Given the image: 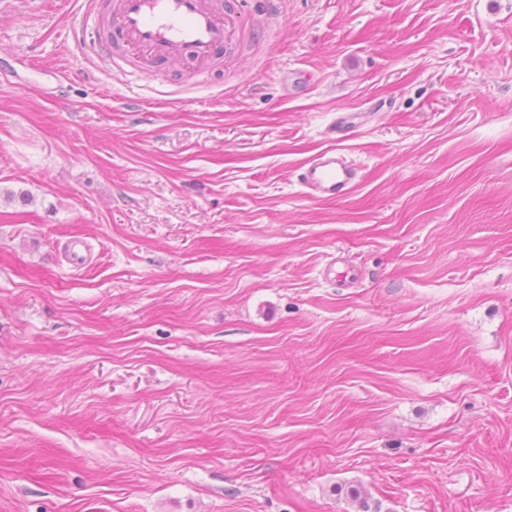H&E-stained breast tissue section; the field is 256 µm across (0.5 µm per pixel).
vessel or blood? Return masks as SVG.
Instances as JSON below:
<instances>
[{"mask_svg":"<svg viewBox=\"0 0 512 512\" xmlns=\"http://www.w3.org/2000/svg\"><path fill=\"white\" fill-rule=\"evenodd\" d=\"M98 0H87V11L75 18L71 36L91 55H99L102 43L89 42L85 34L98 20ZM249 34L236 6L221 12L204 0H114L112 7V60L136 55L161 69L172 59L190 57L207 63ZM360 167L343 154L328 151L307 163L300 182L310 197L339 198L361 180Z\"/></svg>","mask_w":512,"mask_h":512,"instance_id":"1","label":"vessel or blood"}]
</instances>
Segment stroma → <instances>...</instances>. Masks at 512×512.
Segmentation results:
<instances>
[{
  "instance_id": "obj_1",
  "label": "stroma",
  "mask_w": 512,
  "mask_h": 512,
  "mask_svg": "<svg viewBox=\"0 0 512 512\" xmlns=\"http://www.w3.org/2000/svg\"><path fill=\"white\" fill-rule=\"evenodd\" d=\"M81 5L0 0V512H512V0H283L201 87ZM360 167L343 154L328 151L307 163L300 174L302 186L314 199L339 198L361 180Z\"/></svg>"
}]
</instances>
